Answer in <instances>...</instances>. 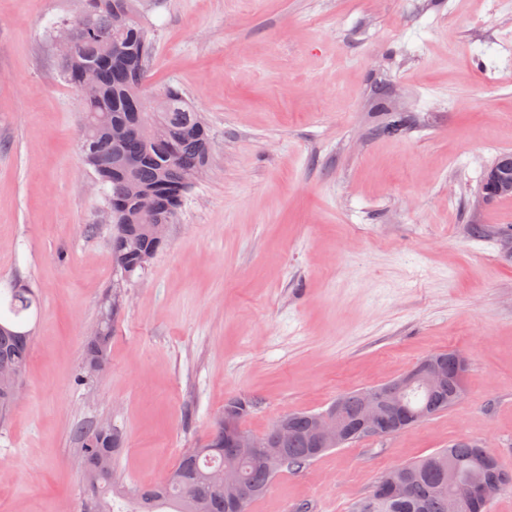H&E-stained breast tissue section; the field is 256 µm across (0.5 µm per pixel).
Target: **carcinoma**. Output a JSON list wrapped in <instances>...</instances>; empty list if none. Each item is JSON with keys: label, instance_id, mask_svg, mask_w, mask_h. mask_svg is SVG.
<instances>
[{"label": "carcinoma", "instance_id": "cac0c4a2", "mask_svg": "<svg viewBox=\"0 0 512 512\" xmlns=\"http://www.w3.org/2000/svg\"><path fill=\"white\" fill-rule=\"evenodd\" d=\"M69 36L71 53L58 56L63 79L75 87L88 66L98 68L97 80L78 91L79 148L83 163L92 169L105 193L106 214L113 224L112 257L121 278L132 279L144 271L162 245L147 229L149 224H169L182 207L194 180L209 165L210 137L201 113L175 87L162 92L165 106L150 111L146 64L153 42L136 14L135 0H84L74 16L61 20L54 38ZM141 189L152 193L154 211L136 210L130 199ZM40 299L30 288L0 290V361L22 375L30 355L31 331L24 328L28 314L38 312ZM114 306H108L98 321L99 335L85 339L82 371L78 382L95 374L94 360L103 359L100 371L109 366ZM452 370L451 387L430 389L416 384L403 396L411 413L433 417L452 405V388L465 385L466 369L454 366L452 352L437 353ZM349 415L358 413L360 391L337 397ZM308 411L284 415L292 423L288 456L274 468L243 464L246 479L262 497L285 469L303 467L321 456L313 451L307 431ZM80 461L90 492L89 512H112V497L120 494L131 503L127 512H224V487L212 474L224 469V449L204 443L184 451L168 477L159 483L124 492L115 487L114 466L122 448L116 429L98 432V424L83 426L77 433ZM488 448L477 441L459 439L420 460L388 471L360 502L354 512H448V466L459 481L478 475L489 486L482 512H489L493 499L512 488V472L499 462L475 469Z\"/></svg>", "mask_w": 512, "mask_h": 512}]
</instances>
